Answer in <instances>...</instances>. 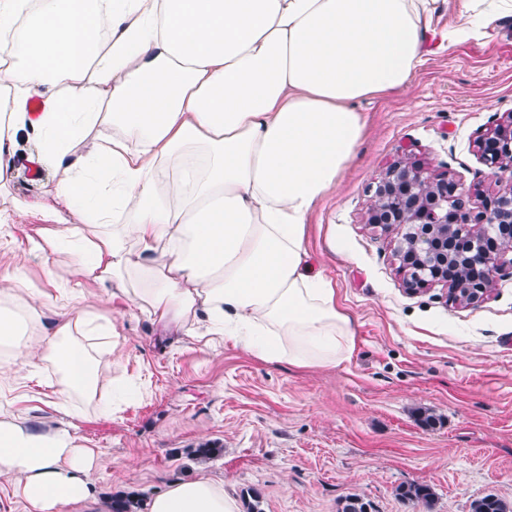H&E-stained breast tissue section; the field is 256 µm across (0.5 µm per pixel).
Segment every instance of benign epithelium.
<instances>
[{
    "instance_id": "1",
    "label": "benign epithelium",
    "mask_w": 512,
    "mask_h": 512,
    "mask_svg": "<svg viewBox=\"0 0 512 512\" xmlns=\"http://www.w3.org/2000/svg\"><path fill=\"white\" fill-rule=\"evenodd\" d=\"M474 147L501 188L473 193L403 155L378 181L365 218L374 228H398L394 257L409 292L441 285L447 302L464 307L487 300L497 277L512 275V113Z\"/></svg>"
}]
</instances>
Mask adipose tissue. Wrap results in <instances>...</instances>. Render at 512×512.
Returning a JSON list of instances; mask_svg holds the SVG:
<instances>
[{
    "label": "adipose tissue",
    "mask_w": 512,
    "mask_h": 512,
    "mask_svg": "<svg viewBox=\"0 0 512 512\" xmlns=\"http://www.w3.org/2000/svg\"><path fill=\"white\" fill-rule=\"evenodd\" d=\"M435 0H0V187L31 142L69 211L30 256H67L167 333L199 324L266 362L341 364L352 318L309 262L306 225L353 158L357 101L421 64ZM0 344L92 396L111 319L81 309L33 337L36 297L1 288ZM70 429L0 420V478L24 512H104ZM146 512H240L224 483L175 482Z\"/></svg>",
    "instance_id": "obj_1"
}]
</instances>
